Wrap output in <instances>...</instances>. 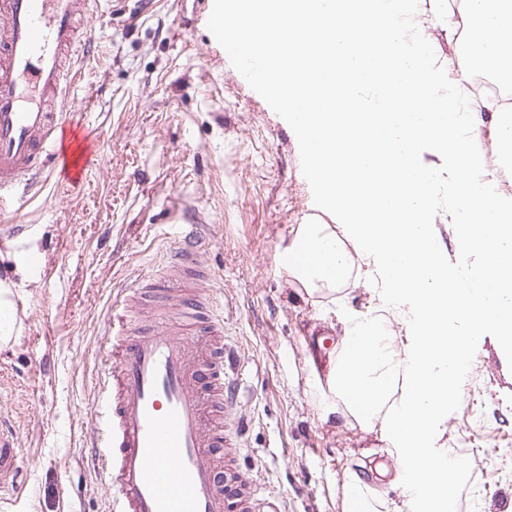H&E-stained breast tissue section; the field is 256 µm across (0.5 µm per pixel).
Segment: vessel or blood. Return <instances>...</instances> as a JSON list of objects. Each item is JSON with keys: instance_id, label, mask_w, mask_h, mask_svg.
Returning a JSON list of instances; mask_svg holds the SVG:
<instances>
[{"instance_id": "b4317fda", "label": "vessel or blood", "mask_w": 512, "mask_h": 512, "mask_svg": "<svg viewBox=\"0 0 512 512\" xmlns=\"http://www.w3.org/2000/svg\"><path fill=\"white\" fill-rule=\"evenodd\" d=\"M76 0H0V212L13 208L22 182L43 178L80 186L95 160L82 125L46 109L78 78L71 57L88 51L73 21ZM170 268L186 279L175 295L179 322L134 327L128 299L112 301L109 360L97 399L89 461L109 485L108 512H234L210 458L230 445L220 420L237 401V381L221 363L224 326L198 319L206 298L188 278L207 249L183 213ZM23 484L11 432L0 429V496Z\"/></svg>"}]
</instances>
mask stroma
<instances>
[{"instance_id": "35a3bbf8", "label": "stroma", "mask_w": 512, "mask_h": 512, "mask_svg": "<svg viewBox=\"0 0 512 512\" xmlns=\"http://www.w3.org/2000/svg\"><path fill=\"white\" fill-rule=\"evenodd\" d=\"M85 8L95 52L54 109L97 135L99 156L79 188L48 182L0 215L15 317L0 348V421L25 480L12 512H106V481L86 462L100 348L114 293L165 287L174 200L198 210L213 240L202 289L240 359L244 427L229 458L252 507L275 494L281 512H345L344 479L393 445L345 409L327 413L334 399L317 369L334 358L346 314L384 315L400 343L407 309L382 304L371 261L356 260L331 294L309 292L280 265L298 225L331 218L314 202L293 130L209 31L213 0ZM437 444L471 463L461 512L512 502V367L493 336L481 337Z\"/></svg>"}]
</instances>
